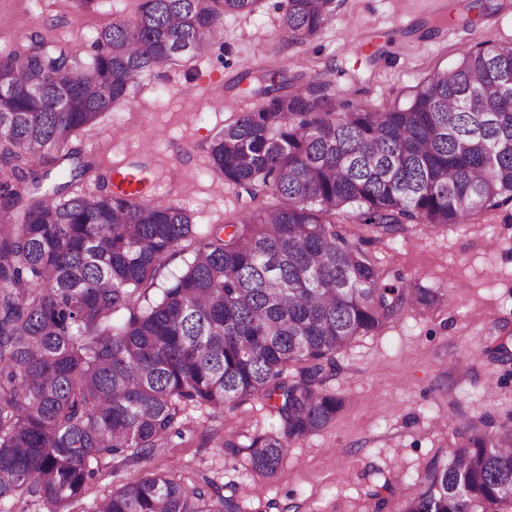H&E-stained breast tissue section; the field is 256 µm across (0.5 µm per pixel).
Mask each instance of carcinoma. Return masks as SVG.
I'll list each match as a JSON object with an SVG mask.
<instances>
[{
	"mask_svg": "<svg viewBox=\"0 0 512 512\" xmlns=\"http://www.w3.org/2000/svg\"><path fill=\"white\" fill-rule=\"evenodd\" d=\"M259 0H140L135 17L90 51L37 34L0 57V502L65 509L94 465L146 460L180 434L190 409L260 400L277 427L222 439L272 479L290 444L336 419L338 355L406 312L447 301L373 260L370 246L416 226L462 224L512 202V44L479 43L431 74L404 104L337 112L326 85L284 70L245 72L255 101L204 147L212 174L255 200L199 236L185 271L168 260L196 235L177 204L126 198L112 175L71 196L95 164L74 136L157 68L207 54L224 17ZM333 0H287L282 39L316 38ZM352 215L351 236L333 221ZM159 289L149 301L148 292ZM512 363V330L482 351ZM457 417L453 446L429 459L396 512H512V424ZM394 487L370 493L385 512ZM97 512H243L210 483L147 469Z\"/></svg>",
	"mask_w": 512,
	"mask_h": 512,
	"instance_id": "1",
	"label": "carcinoma"
}]
</instances>
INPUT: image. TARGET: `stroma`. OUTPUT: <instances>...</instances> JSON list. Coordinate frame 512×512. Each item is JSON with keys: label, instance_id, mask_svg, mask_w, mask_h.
Masks as SVG:
<instances>
[{"label": "stroma", "instance_id": "35a3bbf8", "mask_svg": "<svg viewBox=\"0 0 512 512\" xmlns=\"http://www.w3.org/2000/svg\"><path fill=\"white\" fill-rule=\"evenodd\" d=\"M285 0H260L248 16L224 20L221 47L183 66L157 69L127 101L80 131L72 146L103 169L140 163L154 171L155 196L188 210L196 228L220 224L237 209L232 187L214 176L203 144L247 103L234 84L249 67L274 66L292 76L319 77L335 110L348 104L407 101L433 72L452 70L481 42H512V7L476 28L448 31L424 13L421 0H334L320 35L285 45L279 31ZM136 0H0V55L31 32L89 49L98 31L134 15ZM389 38L386 54L367 65L362 41ZM384 267L400 268L423 288H444L448 303L431 314L402 316L380 334L360 337L340 358L330 383L345 405L334 423L290 445L276 478L247 474L219 443L234 432H261L275 419L259 401L220 412L191 411L181 435L148 460L119 469L100 466L75 512H95L97 499L156 468L185 485L210 479L237 494L244 512H375L367 495L390 480L397 495L451 446L448 400L496 424L512 423V380L482 362L485 336L512 326V203L475 215L470 224L414 232L377 245Z\"/></svg>", "mask_w": 512, "mask_h": 512}]
</instances>
